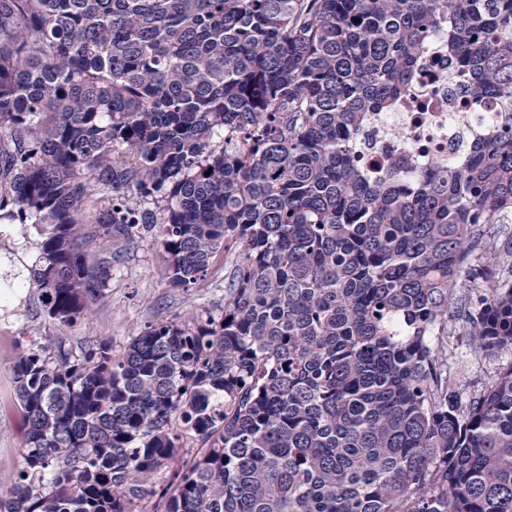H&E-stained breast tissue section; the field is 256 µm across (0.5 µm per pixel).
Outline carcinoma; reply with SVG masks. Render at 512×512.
<instances>
[{"label": "carcinoma", "mask_w": 512, "mask_h": 512, "mask_svg": "<svg viewBox=\"0 0 512 512\" xmlns=\"http://www.w3.org/2000/svg\"><path fill=\"white\" fill-rule=\"evenodd\" d=\"M448 51L496 133L412 181L368 176V113ZM72 327L98 235L157 232L224 312L21 350L28 420L0 512H512V0H0V220ZM96 224L91 230L87 224ZM448 347L453 348L456 353V367L458 372L467 373L466 376H470L480 382H487L488 377L492 375L500 364L510 361L512 358L509 353H503L498 357H491L482 360L480 363L472 364L473 361H468V346H466L464 336H450L448 337Z\"/></svg>", "instance_id": "1"}]
</instances>
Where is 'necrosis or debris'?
Here are the masks:
<instances>
[{
    "label": "necrosis or debris",
    "instance_id": "4bbe7bcc",
    "mask_svg": "<svg viewBox=\"0 0 512 512\" xmlns=\"http://www.w3.org/2000/svg\"><path fill=\"white\" fill-rule=\"evenodd\" d=\"M411 84L408 96L369 115L359 145L365 171H385L397 160L413 175L429 169L432 161L460 159L477 136L494 130L496 99H484L476 110L463 107L471 87L448 58L447 25L438 26L430 36Z\"/></svg>",
    "mask_w": 512,
    "mask_h": 512
}]
</instances>
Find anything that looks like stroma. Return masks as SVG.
Returning <instances> with one entry per match:
<instances>
[{
  "label": "stroma",
  "instance_id": "obj_1",
  "mask_svg": "<svg viewBox=\"0 0 512 512\" xmlns=\"http://www.w3.org/2000/svg\"><path fill=\"white\" fill-rule=\"evenodd\" d=\"M39 241L32 225L0 220V493L10 490L20 467L18 450L26 432L11 376L17 349L32 340L58 339L74 349L85 339L107 336L118 354L150 324L220 313L233 260L232 253H215L208 275L184 290L169 285L163 247L154 233L98 238V249L112 255L105 296L89 320L67 328L46 317L38 292L30 286Z\"/></svg>",
  "mask_w": 512,
  "mask_h": 512
}]
</instances>
